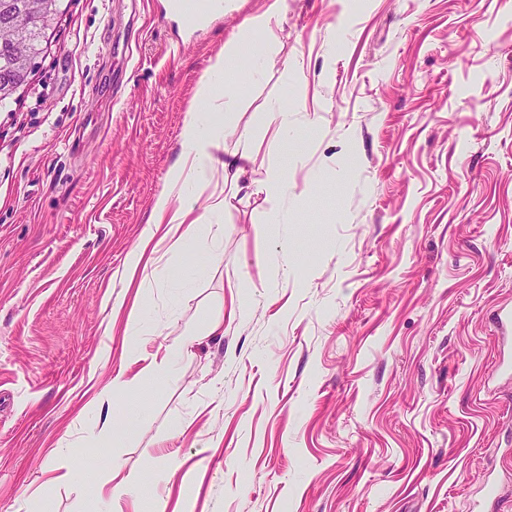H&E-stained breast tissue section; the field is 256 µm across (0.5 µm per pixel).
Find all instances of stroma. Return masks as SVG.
<instances>
[{"label":"stroma","mask_w":512,"mask_h":512,"mask_svg":"<svg viewBox=\"0 0 512 512\" xmlns=\"http://www.w3.org/2000/svg\"><path fill=\"white\" fill-rule=\"evenodd\" d=\"M271 0L189 27L172 0H60L28 85L0 108V512H107L77 472L141 479L124 512H512V0H284L287 66L234 89L224 260L157 248L141 333L128 263L228 38L242 71ZM287 99L316 128L278 147ZM288 181V221L258 183ZM200 266L193 284L178 271ZM244 305L146 397L85 405L129 355ZM263 114L262 121L267 128H273L277 144L288 145V142L294 141L303 129L294 121L292 113L288 112V107L283 101L271 102ZM80 446H66V448L59 449V456L55 459V463L52 464L48 471L52 474L50 479L51 483H72L73 475L68 465L69 456H73L77 453Z\"/></svg>","instance_id":"1"}]
</instances>
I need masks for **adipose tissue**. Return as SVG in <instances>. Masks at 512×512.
<instances>
[{
  "mask_svg": "<svg viewBox=\"0 0 512 512\" xmlns=\"http://www.w3.org/2000/svg\"><path fill=\"white\" fill-rule=\"evenodd\" d=\"M239 57L238 42H227L198 85L193 113L182 134L179 163L167 188L154 202L151 226L130 264L133 275L128 279L129 287L144 288V281L136 279L134 272L139 266H152L153 244L157 241L171 242L178 253L200 255L209 264L224 259V200L213 198L201 209L197 206L196 191L214 182L215 153L224 141L230 137L246 140L251 136L250 130L224 121V99L238 76ZM196 340L195 333L185 334L179 347L166 349L161 359L148 361L135 374L123 369L113 372L94 399V406L104 409L111 405L113 397L138 393L145 378L169 373L179 349L192 346ZM93 482L98 501L108 503L112 512H123V503L137 486L138 479L116 465L96 473Z\"/></svg>",
  "mask_w": 512,
  "mask_h": 512,
  "instance_id": "ef3b65f1",
  "label": "adipose tissue"
}]
</instances>
